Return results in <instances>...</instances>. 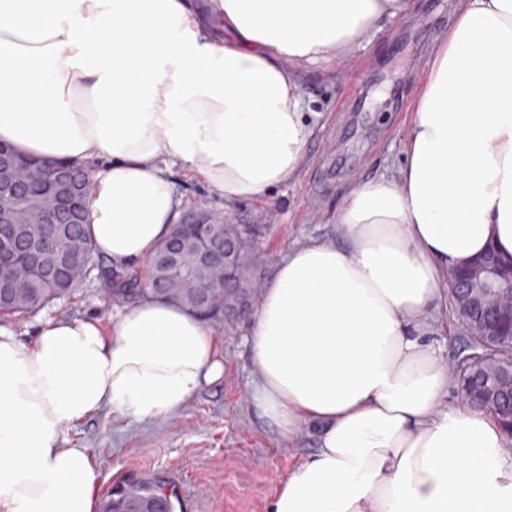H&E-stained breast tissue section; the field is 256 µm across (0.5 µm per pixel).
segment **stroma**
Returning <instances> with one entry per match:
<instances>
[{"mask_svg": "<svg viewBox=\"0 0 512 512\" xmlns=\"http://www.w3.org/2000/svg\"><path fill=\"white\" fill-rule=\"evenodd\" d=\"M452 0H416V9L380 33L354 63L302 79L306 111L317 113L308 159L296 180L265 198L225 210L203 184L171 173L183 211L206 204L236 224L265 227L270 278L278 257L293 245L335 234L337 202L354 184L391 174L405 147L410 104L437 37L452 24ZM85 287L68 300L32 314L0 318L31 338L45 318L93 316L110 323L109 301L96 258ZM248 319L218 325L224 342V377L204 386L174 415L134 421L103 410L65 430L62 446L88 449L99 472V500L116 487L151 480L178 496L182 512H270L277 482L316 448L309 428L283 434L251 405L256 369L246 345Z\"/></svg>", "mask_w": 512, "mask_h": 512, "instance_id": "35a3bbf8", "label": "stroma"}]
</instances>
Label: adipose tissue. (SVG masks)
Listing matches in <instances>:
<instances>
[{"label": "adipose tissue", "instance_id": "1", "mask_svg": "<svg viewBox=\"0 0 512 512\" xmlns=\"http://www.w3.org/2000/svg\"><path fill=\"white\" fill-rule=\"evenodd\" d=\"M413 0H0V141L96 162L86 229L114 267L180 217L171 166L224 199L267 196L306 160L303 72L365 49ZM389 176L345 192L337 238L288 248L250 316L256 412L315 451L271 512H512L494 418L451 405L434 340L441 281L512 261V0H456ZM224 376L203 317L151 297L113 317L0 326V512H96L98 471L65 428L103 407L176 413Z\"/></svg>", "mask_w": 512, "mask_h": 512}]
</instances>
